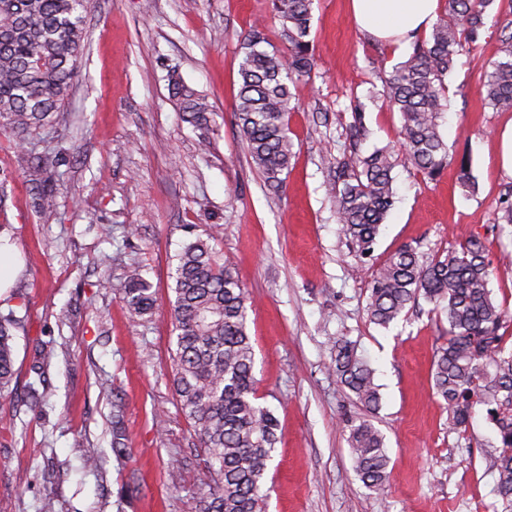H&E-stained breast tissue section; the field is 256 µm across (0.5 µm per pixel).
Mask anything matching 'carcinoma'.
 <instances>
[{"instance_id":"obj_1","label":"carcinoma","mask_w":512,"mask_h":512,"mask_svg":"<svg viewBox=\"0 0 512 512\" xmlns=\"http://www.w3.org/2000/svg\"><path fill=\"white\" fill-rule=\"evenodd\" d=\"M312 2L271 0L288 53L259 48L266 37L257 28L243 46L236 126L256 168L276 187L293 155L290 86L315 67L309 39ZM492 2L448 0L446 17L384 81L382 94L400 114L397 145L362 153L367 129L362 109H355L351 151L336 160L330 194L343 235L360 253L373 252L394 206L392 171L398 153L431 178L451 163L439 131L446 109L445 78L459 52L477 39ZM85 12L86 0H0V123L20 134L16 147L33 145L31 137L52 122L67 99L84 48ZM500 52L502 59L480 93L490 106L511 110L512 33L503 36ZM169 89L187 122L207 123L211 109L200 92L174 76ZM24 178L34 191L37 212L50 218L56 206L52 175L34 162ZM175 259L172 381L179 408L206 457L197 476L204 490L201 512H265L278 421L256 393L248 293L209 236L184 242ZM491 275L486 246L477 236L428 264L403 246L376 269L368 288L367 317L388 328L422 299L447 319L448 339L432 368L434 394L455 429L466 426L476 406L486 407L501 446L484 457L485 469L498 474L496 495L503 512H512V350H506L500 333L512 322V312L493 301ZM119 298L134 317H149L155 309V289L138 268L127 275ZM14 324L0 319L1 392L14 375ZM332 370L366 412L379 408L374 370L357 354L355 344L336 341ZM348 429L357 476L370 490L384 493L390 457L383 435L367 417L350 421Z\"/></svg>"}]
</instances>
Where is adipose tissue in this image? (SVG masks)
Masks as SVG:
<instances>
[{
  "label": "adipose tissue",
  "mask_w": 512,
  "mask_h": 512,
  "mask_svg": "<svg viewBox=\"0 0 512 512\" xmlns=\"http://www.w3.org/2000/svg\"><path fill=\"white\" fill-rule=\"evenodd\" d=\"M439 6V0H349L357 28L393 46L429 32Z\"/></svg>",
  "instance_id": "1"
}]
</instances>
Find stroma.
<instances>
[{
	"mask_svg": "<svg viewBox=\"0 0 512 512\" xmlns=\"http://www.w3.org/2000/svg\"><path fill=\"white\" fill-rule=\"evenodd\" d=\"M256 26L285 51L270 0H88L64 108L34 151L0 131V235L24 260L0 295V315L17 319L16 375L0 395V512H42L47 499L55 512H197L203 456L170 372L174 255L192 232L214 236L253 301L257 395L278 419L267 512H501L498 477L483 463L499 445L494 425L478 407L466 429L450 428L433 394L447 320L423 302L384 329L366 306L375 270L397 248L428 261L475 234L494 269L493 296L512 308V226L495 210L512 193L501 161L512 112L479 93L512 32V0H494L446 80L440 131L453 164L431 178L398 162L396 202L367 258L343 236L327 186L347 150L353 100L369 145L394 139L400 115L382 80L409 51L359 32L348 0H314L317 66L292 89L294 157L273 188L233 114L242 46ZM174 71L207 96L209 129L185 122L168 89ZM36 157L63 174L47 223L23 178ZM136 267L156 290L148 319L129 316L116 291ZM339 339L376 370L372 420L391 459L381 495L353 470L347 423L363 410L329 369ZM116 418L129 443L123 457L112 451ZM90 456L97 467L86 466Z\"/></svg>",
	"mask_w": 512,
	"mask_h": 512,
	"instance_id": "obj_1",
	"label": "stroma"
}]
</instances>
